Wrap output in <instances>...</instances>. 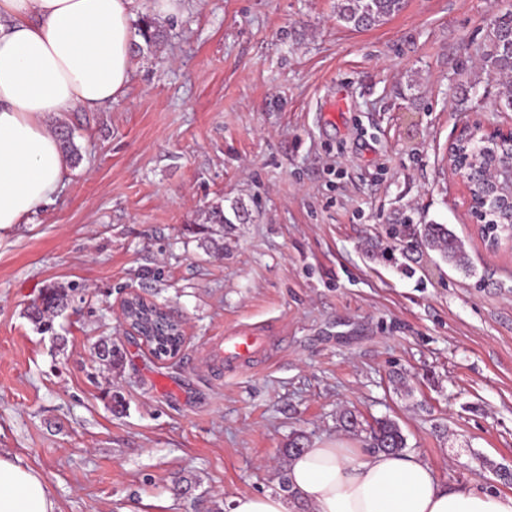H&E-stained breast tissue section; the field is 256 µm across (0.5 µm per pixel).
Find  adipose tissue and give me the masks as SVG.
<instances>
[{"label":"adipose tissue","instance_id":"obj_1","mask_svg":"<svg viewBox=\"0 0 512 512\" xmlns=\"http://www.w3.org/2000/svg\"><path fill=\"white\" fill-rule=\"evenodd\" d=\"M136 0H0V227L52 202L67 170L52 121L127 91ZM313 512H512V494L451 491L415 454L338 444L288 464ZM0 512H55L44 477L0 455Z\"/></svg>","mask_w":512,"mask_h":512}]
</instances>
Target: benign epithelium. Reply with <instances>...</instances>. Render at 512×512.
Returning a JSON list of instances; mask_svg holds the SVG:
<instances>
[{"mask_svg":"<svg viewBox=\"0 0 512 512\" xmlns=\"http://www.w3.org/2000/svg\"><path fill=\"white\" fill-rule=\"evenodd\" d=\"M448 172L463 189L466 215L487 252L497 254L512 249V237L502 239L489 230L498 219L512 224V179L507 187L496 185L497 172L506 169L512 175V125L489 126L474 118L465 121L448 144ZM131 293L120 301V316L125 329L137 338H144L129 319L125 307L135 303Z\"/></svg>","mask_w":512,"mask_h":512,"instance_id":"7a95c632","label":"benign epithelium"}]
</instances>
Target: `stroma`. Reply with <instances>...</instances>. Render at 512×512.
<instances>
[{"mask_svg":"<svg viewBox=\"0 0 512 512\" xmlns=\"http://www.w3.org/2000/svg\"><path fill=\"white\" fill-rule=\"evenodd\" d=\"M335 2L180 0L164 16L143 0L166 41L133 54L123 100L65 114L81 162L0 229V452L44 476L56 512L280 494L295 434L368 451L348 410L396 421L448 489L507 492L512 254L485 250L445 156L468 117L512 123L476 56L512 0H406L368 30ZM235 202L247 220L210 224ZM425 224L454 228L470 272L420 245ZM50 284L76 291L42 334L27 309ZM129 291L182 323L178 357L126 334ZM243 326L274 350L244 369L208 356ZM107 336L125 352L112 370L93 353Z\"/></svg>","mask_w":512,"mask_h":512,"instance_id":"35a3bbf8","label":"stroma"}]
</instances>
